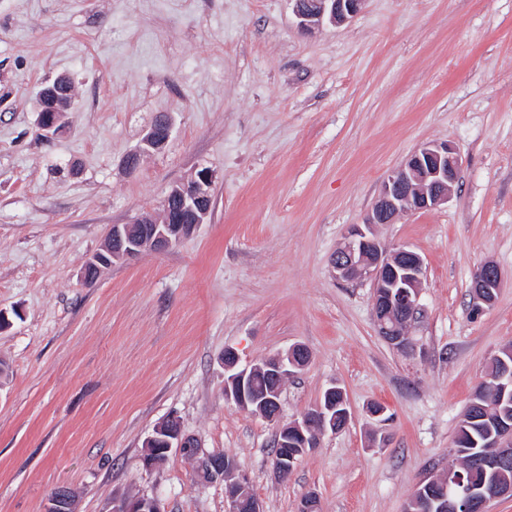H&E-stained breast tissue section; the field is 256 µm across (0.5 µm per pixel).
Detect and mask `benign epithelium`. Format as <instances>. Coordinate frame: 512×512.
Returning <instances> with one entry per match:
<instances>
[{"label": "benign epithelium", "instance_id": "benign-epithelium-1", "mask_svg": "<svg viewBox=\"0 0 512 512\" xmlns=\"http://www.w3.org/2000/svg\"><path fill=\"white\" fill-rule=\"evenodd\" d=\"M298 26L306 30L325 20L343 24L360 11L364 0H294ZM73 106V87L69 78L60 76L43 85L38 94L36 111L38 126L45 133L55 131L65 112ZM171 125L162 119L152 125L142 139V147L131 154L127 165L137 166L144 153L162 150L170 137ZM463 165L459 152L449 143L424 144L384 180L380 193L366 220V229L354 227L344 238L334 256L336 277L342 280L366 279L371 282L374 296V321L381 336L393 348L411 353L414 345L406 336L407 324L422 309L420 303L424 276V261L417 252L397 248L386 249L369 231L374 224H392L402 214L433 209L448 201V193L458 180ZM212 175L206 169L197 178L172 187L169 196L178 201L182 211L170 216L163 209L161 220L140 218L131 224H114L108 246L95 253L85 264L83 278L91 280L101 268L114 260L136 257L145 249L164 251L189 236L195 227L204 223L212 207L209 188ZM502 284L499 267L487 261L480 265L472 279V293L477 309L493 304L492 290ZM308 352L295 346L285 354H277L252 365L239 366L238 354L224 350V398L245 411L256 413L276 425L278 445L288 446V436L298 438L299 444L291 456L275 460L272 467L277 479L292 471L298 460L319 445L327 433L343 430L351 419L346 395L337 385L325 390L319 401L301 418L284 422L281 419V391L286 378L295 375L306 365ZM260 373L271 382L264 397L248 393V386ZM144 464L153 468L165 462L173 449L195 454L197 441L183 434L180 424L169 419L155 428L144 444ZM471 464L482 468L488 479L479 485L467 484L462 473L448 468V476L423 482L425 490H416L406 512H491V505L512 498V481L502 474L512 465V437L489 436L481 450L470 458ZM237 471L233 462L222 455H212L204 463V475L231 477ZM70 492L56 490L47 512H68ZM109 512H165L154 497L140 496L112 501ZM227 512H263L259 501L248 491L244 480L229 484Z\"/></svg>", "mask_w": 512, "mask_h": 512}]
</instances>
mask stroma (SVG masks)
Returning a JSON list of instances; mask_svg holds the SVG:
<instances>
[{
    "label": "stroma",
    "instance_id": "35a3bbf8",
    "mask_svg": "<svg viewBox=\"0 0 512 512\" xmlns=\"http://www.w3.org/2000/svg\"><path fill=\"white\" fill-rule=\"evenodd\" d=\"M75 88L63 128L37 127L41 86ZM167 147L125 158L154 118ZM463 166L447 203L379 224L386 247L424 260L415 353L379 336L369 281L332 259L364 223L384 177L420 145ZM212 174L193 234L117 261L85 262L109 229L160 217L169 190ZM502 286L476 311L475 268ZM0 512H73L147 495L166 512H225L221 454L264 512H404L446 475L458 423L492 357L512 342V0H365L311 32L293 0H0ZM305 347L285 417L331 385L349 425L283 479L273 424L224 398V351L240 365ZM386 408L388 421L370 416ZM196 454L142 464L168 418Z\"/></svg>",
    "mask_w": 512,
    "mask_h": 512
}]
</instances>
